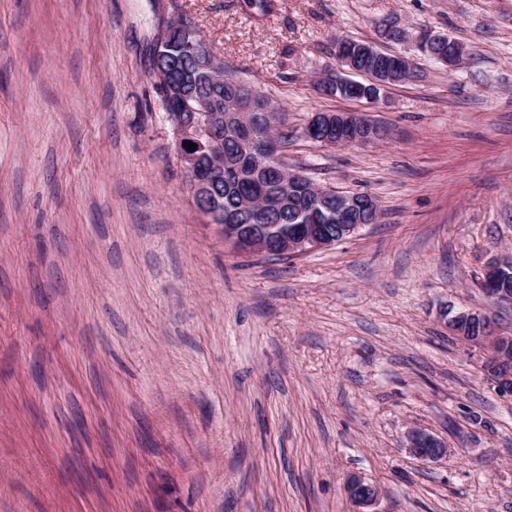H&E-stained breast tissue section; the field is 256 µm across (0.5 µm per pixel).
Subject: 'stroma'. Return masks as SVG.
Returning a JSON list of instances; mask_svg holds the SVG:
<instances>
[{
    "instance_id": "35a3bbf8",
    "label": "stroma",
    "mask_w": 512,
    "mask_h": 512,
    "mask_svg": "<svg viewBox=\"0 0 512 512\" xmlns=\"http://www.w3.org/2000/svg\"><path fill=\"white\" fill-rule=\"evenodd\" d=\"M0 0V512H512V396L448 334L512 251V0ZM193 22L273 95L288 165L377 223L288 259L195 207L151 62ZM389 25L465 45L455 70ZM419 62L379 102L320 94L337 36ZM321 111L393 132L331 148ZM448 446L425 460L412 428ZM348 493L359 508L356 512H376L372 510L379 498V489L375 485L359 478H352L348 483Z\"/></svg>"
}]
</instances>
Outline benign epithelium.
Listing matches in <instances>:
<instances>
[{
	"instance_id": "7a95c632",
	"label": "benign epithelium",
	"mask_w": 512,
	"mask_h": 512,
	"mask_svg": "<svg viewBox=\"0 0 512 512\" xmlns=\"http://www.w3.org/2000/svg\"><path fill=\"white\" fill-rule=\"evenodd\" d=\"M191 51L197 61L196 74L179 86L169 85L166 76L153 71L158 86L164 88L163 98L166 118L173 135V148L180 167L190 182L192 198L197 209L218 226L224 243L236 251L251 255L297 256L310 250L331 246L360 228L375 223L381 209L370 196L360 200L339 194L328 188L316 192V200L326 202L336 212V224H297L281 237L269 233V224H242L239 216L256 214L251 196L241 198L238 212L224 214L219 208L215 189L224 180V139L216 134L224 125L250 133L249 119L254 113L249 106L236 101L222 114L214 111L213 102L198 89L200 81L222 83L217 77L223 60L211 51L199 48L196 29L187 22L163 23L154 54L168 50L175 43ZM466 55L465 48L440 50L436 58L442 65L453 69ZM342 68L336 72V81H349L344 72L357 71L356 56L336 55ZM301 137L330 147L351 144H378L386 138L375 122L362 112H316L303 126ZM192 142L196 149L190 151L185 144ZM512 277V252L504 251L491 259L479 280V288L487 301L495 307H512V289L507 287ZM448 329L464 343L481 352V370L486 378L502 393L512 395V333L493 324L492 318L480 310L462 311L448 321ZM409 452L422 459H437L448 453L447 446L422 429L408 434ZM348 493L358 507L357 512H374L372 507L379 498V489L359 478L348 483Z\"/></svg>"
}]
</instances>
